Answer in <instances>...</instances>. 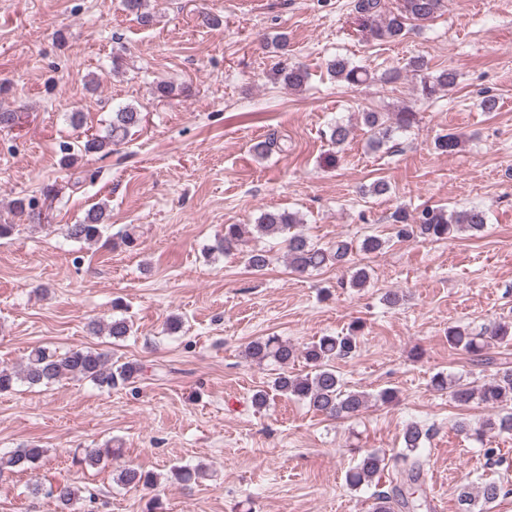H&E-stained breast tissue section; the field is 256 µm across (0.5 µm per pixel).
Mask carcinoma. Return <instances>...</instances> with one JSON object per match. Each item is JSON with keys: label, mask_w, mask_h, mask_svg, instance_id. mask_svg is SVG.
<instances>
[{"label": "carcinoma", "mask_w": 512, "mask_h": 512, "mask_svg": "<svg viewBox=\"0 0 512 512\" xmlns=\"http://www.w3.org/2000/svg\"><path fill=\"white\" fill-rule=\"evenodd\" d=\"M443 0H401L396 11L386 8L385 0H356V10L367 19L384 18L372 27L374 37L395 40L403 35L409 21H429L442 7ZM125 8L134 13L145 25L153 15L147 10L148 0H124ZM409 66L419 77L421 94L427 98L440 90L451 91L457 84L458 75L452 69H444L433 75L426 72L424 62L415 58ZM329 73L348 85H358L368 79L367 70L348 59L336 57L328 64ZM289 88L297 90L305 86L309 79L306 69L299 66L283 67L277 70ZM362 124L366 128L367 145L370 149L381 148L398 132L409 131L417 122V113L403 112H363ZM143 113L132 105L118 108L112 113L106 135L86 134L78 151L63 157L66 166L74 165L78 157L88 154L112 152V145L124 140L130 130L141 125ZM349 125L340 121L329 126V140L336 146L343 145L349 138ZM461 146L460 136L450 132L436 138L434 147L441 154H453ZM11 211L26 217L29 222L42 227L41 213L32 199L18 198L13 201ZM106 206L101 204L90 208L78 224L68 227L69 237L87 243L99 242L108 229ZM393 232L399 240L422 239L424 241L450 240L463 233L477 234L487 224L486 212L479 208L450 212L445 207H427L411 213L403 207L395 209L389 216ZM302 219L287 210H266L254 224H226L224 234L216 239L212 252L231 255L242 254L246 266L253 272L264 271L271 263L270 250L254 246L243 249L249 239H282L285 244L288 267L299 275L326 267L343 268L348 264L353 249L365 254L383 250L385 241L375 235L364 237L359 246L338 239L329 246L312 242L304 233L297 230ZM369 281V272L364 267H352L349 279L341 285L363 288ZM94 334H106L114 340H122L132 333V324L125 317H115L106 323L92 324ZM364 334V323L352 321L347 330L336 336H321L298 350L288 341L278 336H266L252 341L245 349V357L252 362L262 363L274 360L283 367L301 358L310 367L304 376H292L285 372L278 374L273 381L274 391L301 401L313 411L328 419H351L358 416L372 399L383 404L397 400L392 388L380 390L372 397L364 392L346 391L336 374L333 360L347 359L360 348ZM512 343V323L498 322L485 328L483 335L473 336L467 330L453 326L448 328V345L460 348L473 356L480 365L492 366L496 359L490 355L494 345ZM143 367L137 362L112 364L108 353L96 348H72L63 353L48 347L38 346L29 352L25 365L18 371L0 369V394L14 390L22 382L29 386H49L63 379L85 380L101 388L128 387L142 374ZM433 386L448 392V396L460 406L473 402L489 408L491 414L472 427L459 421L456 427L471 433L475 441L482 443L491 433H512V368H500L478 388L448 380L442 374L432 379ZM429 431L417 423L405 427L402 433V451L394 454L389 461L391 468L390 489L379 491L372 506L373 512H420L430 509V503L419 493L423 471L421 445ZM46 449L37 445L18 448L0 455V474L18 473L30 470L43 458ZM110 448H94L86 452L79 463L93 467L112 457ZM385 457L376 451L364 454L346 476L348 484L357 489L369 484L385 468ZM118 481L125 486L154 489L159 484L156 474L139 467H127L120 471ZM36 493L54 499L60 512H70L80 499L79 489L69 483H57L48 487L39 484L33 487ZM503 495V485L495 480H487L476 486H464L458 492L459 512H492L495 503Z\"/></svg>", "instance_id": "1"}]
</instances>
